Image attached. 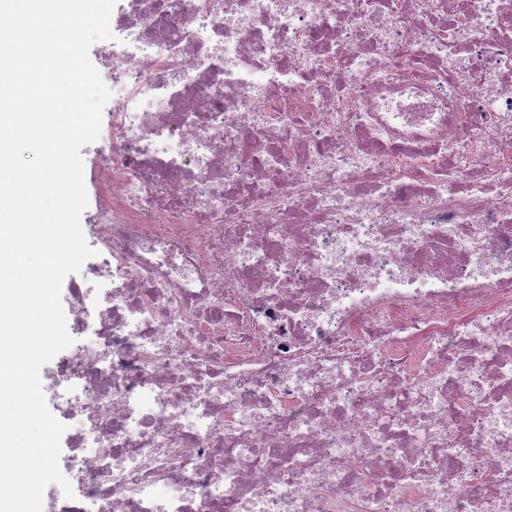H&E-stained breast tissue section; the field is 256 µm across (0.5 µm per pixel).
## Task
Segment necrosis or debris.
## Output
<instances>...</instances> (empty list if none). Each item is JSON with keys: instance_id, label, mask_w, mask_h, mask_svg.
I'll return each instance as SVG.
<instances>
[{"instance_id": "necrosis-or-debris-1", "label": "necrosis or debris", "mask_w": 512, "mask_h": 512, "mask_svg": "<svg viewBox=\"0 0 512 512\" xmlns=\"http://www.w3.org/2000/svg\"><path fill=\"white\" fill-rule=\"evenodd\" d=\"M110 27L43 512H512V0ZM102 132L97 141L84 146L80 153L83 155L84 160V183L88 194V207L83 212L81 217V225L87 243L94 249L92 243V232L90 224H92V210L94 208V198L96 187L93 180V170L95 168L97 158H99L106 150V142L101 138Z\"/></svg>"}]
</instances>
